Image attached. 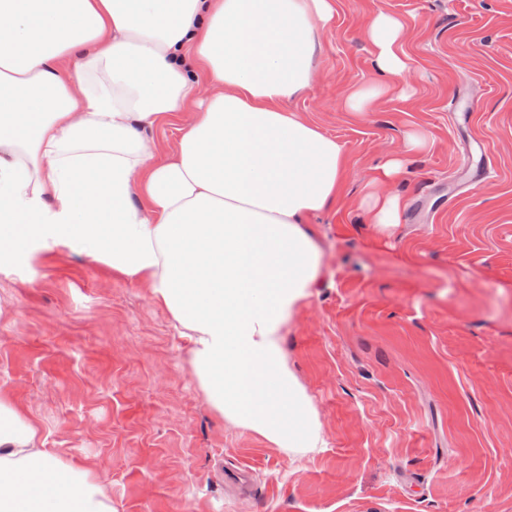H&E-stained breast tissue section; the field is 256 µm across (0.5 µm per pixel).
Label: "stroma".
I'll use <instances>...</instances> for the list:
<instances>
[{"instance_id": "1", "label": "stroma", "mask_w": 512, "mask_h": 512, "mask_svg": "<svg viewBox=\"0 0 512 512\" xmlns=\"http://www.w3.org/2000/svg\"><path fill=\"white\" fill-rule=\"evenodd\" d=\"M405 24L401 91L357 116L365 30ZM344 147L339 201L284 330L323 445L276 447L212 409L170 314L63 245L0 266V392L105 484L115 512H512V0H338L288 104ZM377 232L365 185L407 131Z\"/></svg>"}]
</instances>
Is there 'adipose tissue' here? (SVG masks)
<instances>
[{"mask_svg": "<svg viewBox=\"0 0 512 512\" xmlns=\"http://www.w3.org/2000/svg\"><path fill=\"white\" fill-rule=\"evenodd\" d=\"M336 0H0V265L63 244L147 288L190 342L210 406L280 448H317L318 421L282 330L310 295V216L340 196L343 146L286 101L310 88ZM403 22L367 29L370 111L409 71ZM189 121L158 155L147 131ZM362 204L388 227L408 202ZM0 512H112L105 485L62 461L0 395Z\"/></svg>", "mask_w": 512, "mask_h": 512, "instance_id": "obj_1", "label": "adipose tissue"}]
</instances>
